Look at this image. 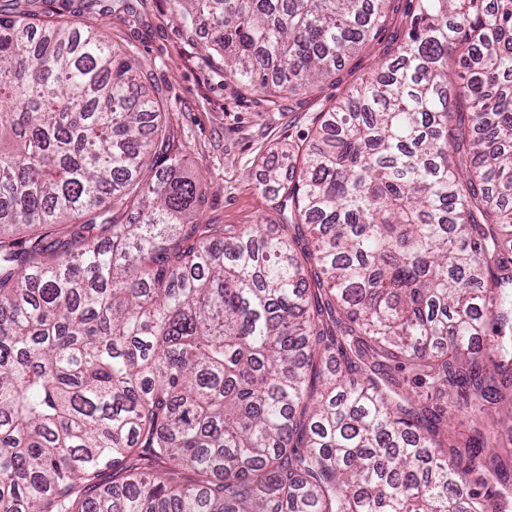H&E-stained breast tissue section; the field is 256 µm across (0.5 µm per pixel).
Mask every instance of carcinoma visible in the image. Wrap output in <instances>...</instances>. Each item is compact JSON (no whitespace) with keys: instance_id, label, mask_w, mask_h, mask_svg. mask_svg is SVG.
Returning a JSON list of instances; mask_svg holds the SVG:
<instances>
[{"instance_id":"1","label":"carcinoma","mask_w":512,"mask_h":512,"mask_svg":"<svg viewBox=\"0 0 512 512\" xmlns=\"http://www.w3.org/2000/svg\"><path fill=\"white\" fill-rule=\"evenodd\" d=\"M39 2L0 16V512H512V0H416L266 167L272 234L196 223L137 60ZM175 2L273 94L392 0Z\"/></svg>"}]
</instances>
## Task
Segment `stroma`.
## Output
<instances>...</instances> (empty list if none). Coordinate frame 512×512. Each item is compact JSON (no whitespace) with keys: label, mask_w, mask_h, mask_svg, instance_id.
Listing matches in <instances>:
<instances>
[{"label":"stroma","mask_w":512,"mask_h":512,"mask_svg":"<svg viewBox=\"0 0 512 512\" xmlns=\"http://www.w3.org/2000/svg\"><path fill=\"white\" fill-rule=\"evenodd\" d=\"M393 8L386 31L335 76L273 97L252 93L225 73L223 56L206 49L201 27L177 19L174 0H131L126 9L114 0H97L88 10L81 0H71L64 15L91 23L115 51L140 58L149 93L169 114L183 174L207 189L201 223L271 227L280 214L263 190L264 160L288 143L308 142L320 113L377 72L407 23L410 4L394 0Z\"/></svg>","instance_id":"stroma-1"}]
</instances>
